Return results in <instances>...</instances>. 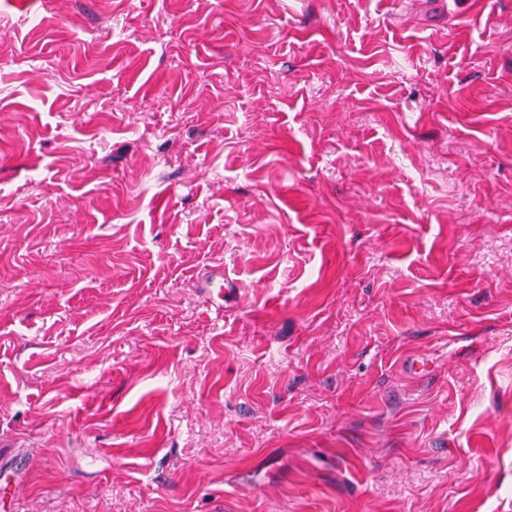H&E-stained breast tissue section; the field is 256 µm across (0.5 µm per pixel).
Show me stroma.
I'll return each instance as SVG.
<instances>
[{
  "label": "stroma",
  "instance_id": "stroma-1",
  "mask_svg": "<svg viewBox=\"0 0 512 512\" xmlns=\"http://www.w3.org/2000/svg\"><path fill=\"white\" fill-rule=\"evenodd\" d=\"M0 512H512V0H0ZM195 288L211 301L217 314L224 312V288H231L229 276L220 266H210L197 278Z\"/></svg>",
  "mask_w": 512,
  "mask_h": 512
}]
</instances>
